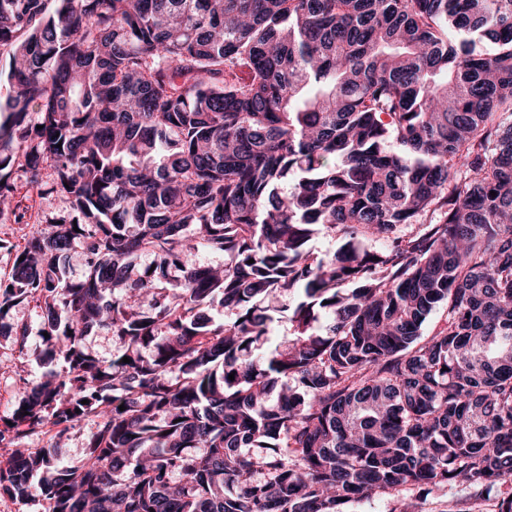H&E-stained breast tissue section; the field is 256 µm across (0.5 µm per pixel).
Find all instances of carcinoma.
<instances>
[{"label": "carcinoma", "instance_id": "1", "mask_svg": "<svg viewBox=\"0 0 512 512\" xmlns=\"http://www.w3.org/2000/svg\"><path fill=\"white\" fill-rule=\"evenodd\" d=\"M2 46L0 212L14 144L71 212L0 279V333L27 355L7 317L34 301L62 361L0 443L97 430L75 467L15 449L1 491L346 512L458 485L512 512V0H0ZM320 233L336 246L315 254ZM199 248L224 265L187 266ZM85 345L93 354L104 360L112 359L119 352V343L109 329H94L85 337ZM397 496H380L370 501L355 502L348 505L349 512H391L397 508L399 510V502Z\"/></svg>", "mask_w": 512, "mask_h": 512}]
</instances>
